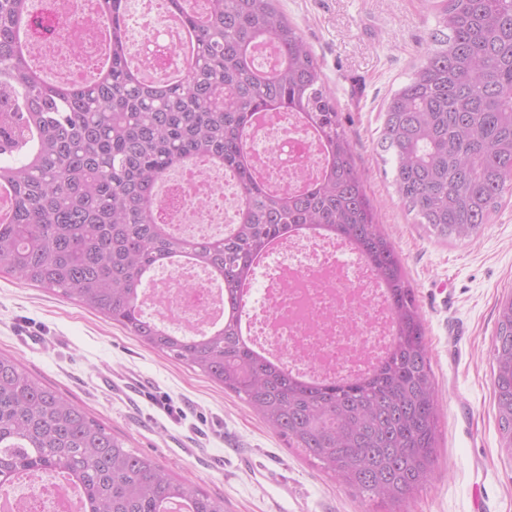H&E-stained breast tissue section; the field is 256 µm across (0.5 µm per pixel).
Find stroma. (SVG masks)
Here are the masks:
<instances>
[{"mask_svg": "<svg viewBox=\"0 0 512 512\" xmlns=\"http://www.w3.org/2000/svg\"><path fill=\"white\" fill-rule=\"evenodd\" d=\"M315 53L379 224L419 299L438 393L435 480L392 505L340 486L234 393L56 292L0 270V353L224 512H512L493 408L497 307L512 294V197L465 244L414 224L379 146L391 90L440 26L432 0H277Z\"/></svg>", "mask_w": 512, "mask_h": 512, "instance_id": "stroma-1", "label": "stroma"}]
</instances>
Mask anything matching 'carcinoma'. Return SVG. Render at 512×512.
I'll use <instances>...</instances> for the list:
<instances>
[{"instance_id": "obj_1", "label": "carcinoma", "mask_w": 512, "mask_h": 512, "mask_svg": "<svg viewBox=\"0 0 512 512\" xmlns=\"http://www.w3.org/2000/svg\"><path fill=\"white\" fill-rule=\"evenodd\" d=\"M125 0H98L112 29L96 77L60 85L27 59L29 0H0V267L121 325L235 393L266 424L319 460L347 490L391 504L435 476L438 394L417 295L378 224L335 96L318 60L276 0H209L183 11L196 61L177 85L129 64ZM426 60L383 112L381 147L395 193L415 223L448 242L479 234L512 194V0H441ZM274 40L278 62L253 51ZM296 112L324 146L320 174L273 190L248 165L251 118ZM193 159L233 174L242 205L230 231L179 236L154 222L157 185ZM348 240L388 293L397 340L370 377L303 385L240 339L239 291L253 260L286 233ZM181 253L221 277L224 323L186 336L147 320L142 273ZM501 447L512 455V295L498 306L492 347ZM60 470L83 490L84 512H224L215 499L125 446L77 403L0 355V486Z\"/></svg>"}]
</instances>
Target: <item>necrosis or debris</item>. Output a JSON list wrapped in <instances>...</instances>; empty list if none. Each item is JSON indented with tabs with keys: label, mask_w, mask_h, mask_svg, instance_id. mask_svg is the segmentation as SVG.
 <instances>
[{
	"label": "necrosis or debris",
	"mask_w": 512,
	"mask_h": 512,
	"mask_svg": "<svg viewBox=\"0 0 512 512\" xmlns=\"http://www.w3.org/2000/svg\"><path fill=\"white\" fill-rule=\"evenodd\" d=\"M159 0H137L146 24L128 38L131 55L148 60L149 76L161 77L180 63L177 29L157 8ZM29 61L61 83L91 79L105 49L103 28L89 26L97 0H33ZM250 151L270 188L294 185L298 175L317 176L323 147L303 119L275 113L255 131ZM153 211L158 223L196 236L223 233L234 223L240 195L223 167L196 162L177 168L161 183ZM371 269L352 250L316 239L288 238L282 253L270 258L265 290L253 310L262 323L263 343L283 361L317 355L315 371L341 379L359 373L369 351L387 342L392 321ZM154 293H143L149 317L187 335L205 333L218 307L216 288L190 265L167 269L154 280ZM9 512H82L81 495L61 476L28 472L17 480Z\"/></svg>",
	"instance_id": "4bbe7bcc"
}]
</instances>
